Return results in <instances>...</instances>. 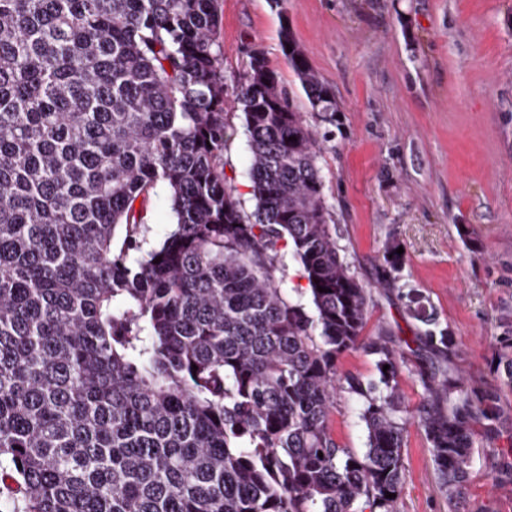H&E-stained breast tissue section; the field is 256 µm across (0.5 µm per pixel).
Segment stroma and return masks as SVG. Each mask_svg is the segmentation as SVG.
I'll use <instances>...</instances> for the list:
<instances>
[{
	"instance_id": "35a3bbf8",
	"label": "stroma",
	"mask_w": 512,
	"mask_h": 512,
	"mask_svg": "<svg viewBox=\"0 0 512 512\" xmlns=\"http://www.w3.org/2000/svg\"><path fill=\"white\" fill-rule=\"evenodd\" d=\"M226 81L255 45L308 112L280 48L288 20L341 110L317 122L324 192L336 243L370 293L365 335L412 339L419 324L396 288H416L463 350L470 382L495 386L491 360L512 331V0H219ZM234 184L248 196L241 112L229 110ZM403 248L397 287L379 284L388 248ZM338 442L366 446L359 407L341 396L330 418ZM477 440L461 504L439 489L422 430L405 434L398 512H512V482L497 478Z\"/></svg>"
}]
</instances>
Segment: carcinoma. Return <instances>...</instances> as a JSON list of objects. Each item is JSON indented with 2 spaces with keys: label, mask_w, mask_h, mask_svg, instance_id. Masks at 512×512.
<instances>
[{
  "label": "carcinoma",
  "mask_w": 512,
  "mask_h": 512,
  "mask_svg": "<svg viewBox=\"0 0 512 512\" xmlns=\"http://www.w3.org/2000/svg\"><path fill=\"white\" fill-rule=\"evenodd\" d=\"M272 6L288 67L333 123L332 88L284 0ZM219 22L218 0H0L5 512H397L411 423L457 502L476 428L498 432V397L468 384L422 293L399 288L431 370L422 406L405 405L410 343L362 339L368 293L331 233L316 129L259 46L234 80L245 210L225 173ZM159 185L173 224L153 244L144 204ZM287 258L305 302L285 287ZM384 262L392 284L404 257ZM359 346L377 375L337 380ZM492 371L512 391V336ZM339 390L360 406V453L329 427Z\"/></svg>",
  "instance_id": "cac0c4a2"
}]
</instances>
